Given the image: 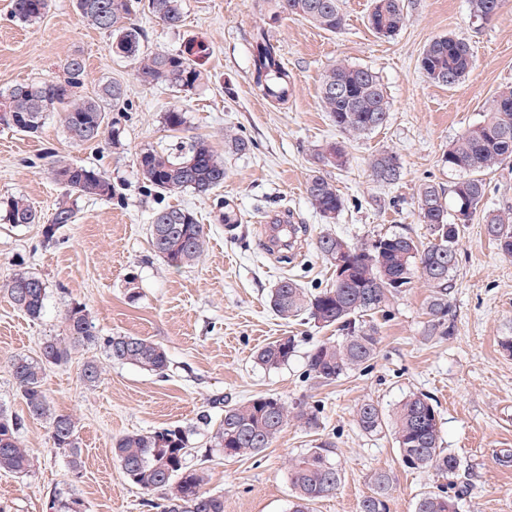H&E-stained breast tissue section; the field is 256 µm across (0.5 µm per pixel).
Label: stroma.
Masks as SVG:
<instances>
[{
    "instance_id": "obj_1",
    "label": "stroma",
    "mask_w": 512,
    "mask_h": 512,
    "mask_svg": "<svg viewBox=\"0 0 512 512\" xmlns=\"http://www.w3.org/2000/svg\"><path fill=\"white\" fill-rule=\"evenodd\" d=\"M10 2L0 0V89L47 79L77 55L86 65L84 95L117 81L127 98L118 107L123 133L116 146L71 145L58 111L48 113L34 135L0 128V197L24 198L50 217L64 193L49 171L51 151L105 172L116 187L109 200L79 198L76 222L49 242L42 225L0 224V281L23 269L48 286L37 320L0 293V406L23 417L20 439L33 456L26 475L0 472V512H50L55 495L72 492L88 512H162L164 491L147 492L129 481L112 444L131 432L171 426L188 430L186 463L203 470L202 490L223 496L224 512H289L290 460L324 443L335 450L341 479L335 494L314 503L312 512H359L381 470L395 477L388 512H414L422 493L438 489L457 499L458 512H512V355L499 345L501 337L512 336V257L498 251L481 221L468 225L457 246L452 336H427L431 289L413 277L373 318L380 339L375 358L325 385L310 375L308 355L335 338V330L285 322L269 307L281 277L312 291L331 285L332 272L315 250L320 234L335 233L359 247L386 234L426 240L418 220L421 188L460 179L443 162L444 152L483 120L499 91L512 86V0L488 20L471 13L469 0H405L406 24L389 37L368 25L372 0H339L346 24L336 34L298 17L268 24L266 0H181L184 21L174 29L141 11L136 22L146 49L175 54L192 41L207 45L202 79L190 91L143 85L137 63L111 51L109 35L82 20L75 0H50L44 16L30 24L13 17ZM262 25L293 78L283 105L253 85L251 34ZM444 35L467 42L474 58L473 71L452 87L430 82L419 68L425 46ZM339 60L378 76L389 103L382 128L352 137L337 131L324 111L321 76ZM174 107L187 118L180 132L163 121ZM234 135L251 139L253 149L229 151L225 140ZM197 136L223 153V187L208 195L149 190L137 172L141 150L176 156ZM330 142L344 145V167L320 165L316 153ZM384 148L398 154L402 167L391 185L376 182L369 171L370 159ZM317 169L345 201L333 224L305 195ZM168 206L192 210L209 236L201 259L179 270L149 245L151 218ZM482 209H512V158L487 173ZM227 210L236 223L222 222ZM275 218L302 225L293 248L270 251L267 227ZM131 277L138 284L133 297L126 288ZM75 303L86 305L99 335L144 336L169 357L160 376L109 361L100 347L88 345L47 370L43 388L51 406L78 421L76 467L67 450L53 447L45 421L28 416L9 372L13 357L35 356L45 338L62 332V317ZM287 336L297 342L287 363H258L260 348ZM89 359L103 369L94 386L81 378ZM412 394L437 406L442 446L460 461L455 475L405 468L390 432L367 434L358 427L363 402H375L389 416ZM258 395L309 407L315 425L289 423L259 454L224 457L213 434L225 403Z\"/></svg>"
}]
</instances>
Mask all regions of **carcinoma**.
<instances>
[{"label": "carcinoma", "mask_w": 512, "mask_h": 512, "mask_svg": "<svg viewBox=\"0 0 512 512\" xmlns=\"http://www.w3.org/2000/svg\"><path fill=\"white\" fill-rule=\"evenodd\" d=\"M143 0H76V8L90 25L112 35L111 50L139 62L141 82L165 85L189 91L199 81L198 59L207 54L201 42L191 52H145L143 31L135 23ZM471 12L489 19L496 15L503 0H469ZM49 0H12V15L25 23L35 22L46 13ZM148 11L169 28L183 22L181 0H148ZM270 17L297 16L318 28L338 33L345 26L338 0H269ZM403 0H373L369 25L382 36H391L405 24ZM419 67L433 83L452 87L473 67L470 47L461 39L440 36L424 48ZM61 75L48 80L20 83L0 91L3 122L18 131L36 133L46 113L63 109V126L70 142L76 145L107 141L120 142V119L109 116L107 106L125 100L126 89L119 82L103 85L94 97L81 94L84 85L83 59L71 57L61 65ZM252 80L261 95L277 105L288 101L292 91L291 74L282 62L279 47L268 31L259 28L253 34ZM321 101L339 131L358 136L383 127L389 117V105L378 77L369 69L345 63L327 68L320 86ZM164 124L180 131L186 123L182 109L164 113ZM512 156V87L498 93L485 118L465 129L443 154L448 168L467 173L448 188L426 184L419 194V220L429 226L427 244L402 234L376 239L371 248H358L343 238L326 233L316 242L323 261L334 265L336 256L349 261L348 277L334 281L329 288L311 292L294 279L284 277L269 296V304L281 320L306 315L321 328L334 327L340 338L316 345L308 355L309 373L330 384L374 358L379 339L376 328L366 317L383 310L389 298L411 284L419 273L432 294L427 305L430 336L453 335L448 294L450 273L456 266V244L466 225L483 216L488 236L497 249L512 257V213L481 214L486 193L484 172ZM318 161L341 166L342 150L332 145L322 148ZM138 172L145 183L163 194L188 189L206 194L224 185L227 177L224 159L208 140H194L184 155L171 157L154 149H145L137 157ZM373 179L393 184L401 177L398 155L381 150L372 159ZM56 181L66 190V198L55 208L44 225L47 241L61 227L76 220L72 197L89 196L110 199L115 194L112 180L102 171L67 162L58 157L52 162ZM305 191L313 208L325 219H335L344 208V199L336 185L321 173L312 174ZM41 216L21 197H0V224H39ZM150 245L154 255L176 269L193 264L206 247V232L194 212L168 206L154 213L150 225ZM14 307L32 320L41 317L47 296L44 280L32 272L20 270L0 283ZM63 335L43 342L36 358L18 356L10 368L17 391L29 414L48 425L49 438L56 448L71 452L73 465L79 464L78 423L76 419L53 410L43 390L47 367L68 361L77 346L98 345L106 357L116 363L130 364L157 375L165 374L169 358L159 344L140 336H98L86 307L76 303L63 318ZM296 341L288 336L262 347L257 360L267 367H278L294 355ZM292 419L307 425L314 414L288 405L272 396H258L224 409L214 434L215 447L226 457L258 453L269 447L277 434ZM359 428L368 434L387 426L383 411L375 403H362L356 412ZM21 419L0 408V471L22 476L33 465L19 432ZM394 439L402 462L412 469L431 467L438 474L456 473L455 455L441 448L440 421L434 405L425 395H411L401 402L392 421ZM189 437L185 430L161 428L124 435L113 444V453L125 476L148 492L172 488L169 504L163 512H224V497L200 492L202 474L185 465ZM332 450L324 445L309 449L291 461L288 482L293 490L291 512H309V506L335 494L340 473L331 459ZM393 489L387 471L374 475L371 493L363 498L359 512H386V501ZM84 505L75 494L57 497L54 512H76ZM415 512H457L455 500L444 492L428 491L416 502Z\"/></svg>", "instance_id": "carcinoma-1"}]
</instances>
